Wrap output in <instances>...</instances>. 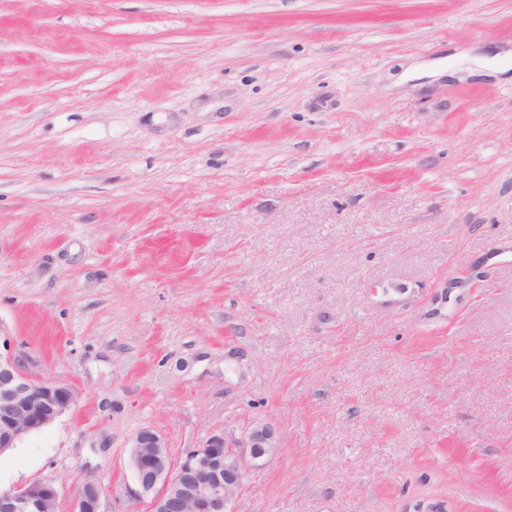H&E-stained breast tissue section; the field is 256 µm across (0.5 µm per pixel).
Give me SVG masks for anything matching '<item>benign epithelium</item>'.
I'll return each mask as SVG.
<instances>
[{
    "mask_svg": "<svg viewBox=\"0 0 512 512\" xmlns=\"http://www.w3.org/2000/svg\"><path fill=\"white\" fill-rule=\"evenodd\" d=\"M77 402L71 387L34 377L7 350L0 351V454L42 430ZM166 439L143 429L132 441L129 466L136 489L132 498L146 512H232L250 473L284 448L278 426L258 420L240 434L216 433L178 460L162 453ZM103 490L86 484L72 493L69 512H103ZM60 491L33 482L0 492V512H57Z\"/></svg>",
    "mask_w": 512,
    "mask_h": 512,
    "instance_id": "1",
    "label": "benign epithelium"
}]
</instances>
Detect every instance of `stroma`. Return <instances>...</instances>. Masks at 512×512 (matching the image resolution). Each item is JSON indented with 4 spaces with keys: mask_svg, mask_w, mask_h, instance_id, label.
<instances>
[{
    "mask_svg": "<svg viewBox=\"0 0 512 512\" xmlns=\"http://www.w3.org/2000/svg\"><path fill=\"white\" fill-rule=\"evenodd\" d=\"M0 336L58 512L261 419L234 512H512V0H0ZM5 346L6 339L2 343L0 338V454L16 448L25 436L50 425L77 402L75 390L28 374ZM103 490L94 484H86L72 493L69 512H104L101 500Z\"/></svg>",
    "mask_w": 512,
    "mask_h": 512,
    "instance_id": "1",
    "label": "stroma"
}]
</instances>
